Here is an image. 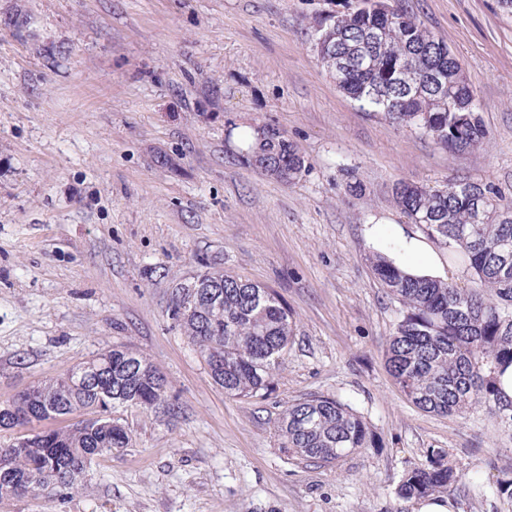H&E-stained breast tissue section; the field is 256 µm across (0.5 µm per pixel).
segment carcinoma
<instances>
[{"instance_id":"obj_1","label":"carcinoma","mask_w":512,"mask_h":512,"mask_svg":"<svg viewBox=\"0 0 512 512\" xmlns=\"http://www.w3.org/2000/svg\"><path fill=\"white\" fill-rule=\"evenodd\" d=\"M330 49L320 55L337 87L390 123L409 127L445 148L469 151L487 132L480 102L448 46L414 13L388 14L384 0L336 17ZM335 64H330L331 58ZM442 76L409 88L402 71ZM392 111H384V103ZM246 161L279 177L296 179L306 160L288 135L274 129L248 148ZM397 205L429 238L448 250V262L472 276L476 287L404 275L383 257H369L373 275L401 305L386 349L388 371L419 409L441 416L474 410L495 415L512 435V397L501 390L500 372L512 366V203L491 185L470 180L443 184L401 181ZM195 279L216 299L192 297L190 283L174 286L169 313L202 358L220 360L210 373L224 394L250 398L266 391L290 342L291 317L278 296L259 284L212 267ZM89 358L67 373L0 402V428L48 423L0 444V504L21 498H70L99 459L128 448L132 439L118 406L156 409L166 403L168 382L142 355L122 348ZM279 447L306 459L334 463L380 438L351 406L328 397L292 403L277 424ZM464 479L439 451L428 464L402 477L397 494L420 499Z\"/></svg>"}]
</instances>
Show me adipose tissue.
Returning a JSON list of instances; mask_svg holds the SVG:
<instances>
[{"mask_svg": "<svg viewBox=\"0 0 512 512\" xmlns=\"http://www.w3.org/2000/svg\"><path fill=\"white\" fill-rule=\"evenodd\" d=\"M363 236L372 252L383 255L404 272L419 277L445 279L446 264L423 237L411 228L397 224L391 237H384L381 224H367Z\"/></svg>", "mask_w": 512, "mask_h": 512, "instance_id": "adipose-tissue-1", "label": "adipose tissue"}]
</instances>
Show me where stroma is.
I'll return each mask as SVG.
<instances>
[{
	"mask_svg": "<svg viewBox=\"0 0 512 512\" xmlns=\"http://www.w3.org/2000/svg\"><path fill=\"white\" fill-rule=\"evenodd\" d=\"M403 2L460 61L480 147L444 149L338 89L315 26L356 0H0V401L117 346L169 382L159 409L116 408L132 445L78 495L0 512H417L396 488L434 449L467 476L456 512H512L469 482L512 477L496 418L424 412L388 374L400 305L362 235L406 223L401 181L512 198V17L498 0ZM267 125L305 157L297 179L244 161L235 131ZM205 263L292 314L268 392L225 396L169 315ZM314 396L349 404L382 447L332 464L279 448L280 413Z\"/></svg>",
	"mask_w": 512,
	"mask_h": 512,
	"instance_id": "obj_1",
	"label": "stroma"
}]
</instances>
